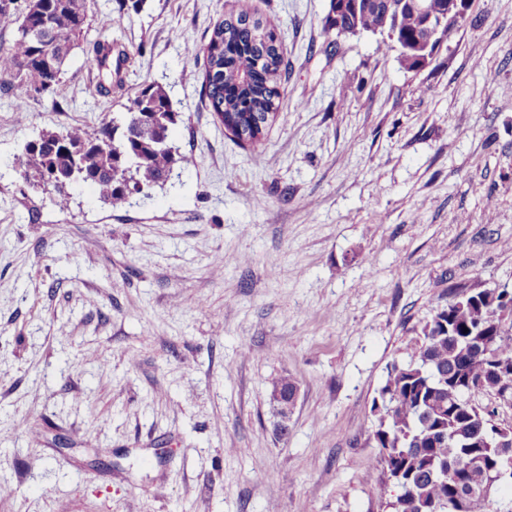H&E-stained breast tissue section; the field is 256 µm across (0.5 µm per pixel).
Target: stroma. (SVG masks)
<instances>
[{"label":"stroma","instance_id":"obj_1","mask_svg":"<svg viewBox=\"0 0 512 512\" xmlns=\"http://www.w3.org/2000/svg\"><path fill=\"white\" fill-rule=\"evenodd\" d=\"M331 0H89L54 92L0 87V512H389L372 410L449 284L512 290V0H470L406 69ZM279 22L280 104L252 149L202 96L224 15ZM111 37L129 57L102 96ZM163 84L191 159L146 205L12 172ZM300 396L276 430L268 381ZM28 418L21 430L15 423Z\"/></svg>","mask_w":512,"mask_h":512}]
</instances>
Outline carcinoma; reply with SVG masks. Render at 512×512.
<instances>
[{
    "instance_id": "cac0c4a2",
    "label": "carcinoma",
    "mask_w": 512,
    "mask_h": 512,
    "mask_svg": "<svg viewBox=\"0 0 512 512\" xmlns=\"http://www.w3.org/2000/svg\"><path fill=\"white\" fill-rule=\"evenodd\" d=\"M400 0H380L378 6L348 9L341 14V28L388 33L385 44L407 49L401 61L409 68L421 65L423 56L415 46L423 16L398 9ZM13 0H0V22L17 26L18 36L0 51V75L26 88L59 84L62 67L88 20L87 0H27L22 13L11 7ZM46 10L51 16L50 39L44 51L54 54L46 67L34 58L37 49L27 30L33 17ZM273 17L252 20L245 14L230 15L217 23L203 48L189 46L184 57L188 66L205 58L204 94L212 111L221 119L246 128L265 122L277 111L280 97L283 52L278 45ZM99 72L112 75V41L98 43ZM177 112L165 87L148 82L138 90L125 112L112 114L90 133L83 128L43 130L29 141L17 161L18 170L32 187L54 195L55 205L68 208L70 189L81 184L96 188L101 202L113 207L131 206L152 198L149 192L132 194L126 185L142 183L163 186L175 165L187 164L173 141ZM57 141L56 150L44 143ZM494 291L481 290L456 296L442 308L438 318L422 328L416 354L388 372L379 398L385 415L373 433L382 451V476L375 495L386 501L391 512H428L433 501L443 503L455 492V477L479 485L487 472L504 464L512 447L490 448L483 442L488 413L472 402L476 388L467 377L484 374L488 357L512 365V323L497 318ZM403 473L408 481L390 500L394 478Z\"/></svg>"
}]
</instances>
